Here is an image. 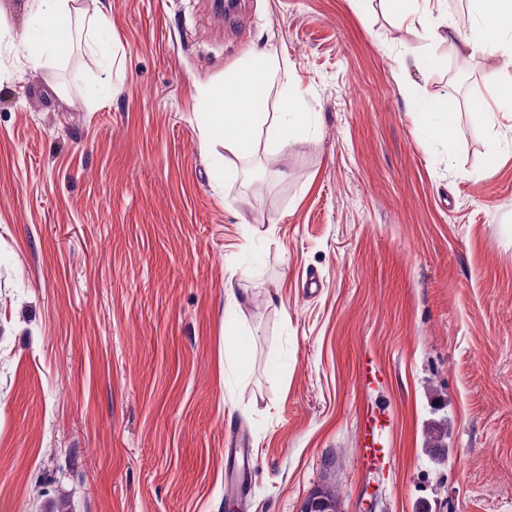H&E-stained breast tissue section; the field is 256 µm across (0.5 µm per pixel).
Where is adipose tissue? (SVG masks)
Here are the masks:
<instances>
[{
	"label": "adipose tissue",
	"instance_id": "ef3b65f1",
	"mask_svg": "<svg viewBox=\"0 0 512 512\" xmlns=\"http://www.w3.org/2000/svg\"><path fill=\"white\" fill-rule=\"evenodd\" d=\"M36 20L31 35L18 43L33 67L51 65L66 56L76 20L88 25L85 51L94 62H101L103 38L96 17L90 16L77 0H30ZM470 27L476 38L464 34L454 21L441 20L432 28V37L440 42L460 45L464 53L487 51L500 59L494 69L499 101L507 105L503 115L490 112L481 102L470 110L478 120L495 125L506 120L512 131V0H473ZM279 65L271 50L254 53L246 68L232 73L219 87L201 88L200 94L210 104L203 115L205 137L223 140L224 149L233 156L251 157L258 145L269 153H278L294 136L308 133L311 115L305 112L297 93L277 90Z\"/></svg>",
	"mask_w": 512,
	"mask_h": 512
}]
</instances>
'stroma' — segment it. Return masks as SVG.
Returning <instances> with one entry per match:
<instances>
[{"mask_svg":"<svg viewBox=\"0 0 512 512\" xmlns=\"http://www.w3.org/2000/svg\"><path fill=\"white\" fill-rule=\"evenodd\" d=\"M25 5L0 0V512H225L242 471L238 512L321 485L344 512H512V136L469 111L498 100L485 53L467 87L386 0H96L116 67L78 42L35 71ZM264 49L314 120L272 165L205 141L199 95ZM450 88L449 151L416 105ZM386 411L379 410L378 414L373 415L366 423V438L363 448H360V456L366 463H372L379 459V448L382 443L380 432L384 426Z\"/></svg>","mask_w":512,"mask_h":512,"instance_id":"obj_1","label":"stroma"}]
</instances>
